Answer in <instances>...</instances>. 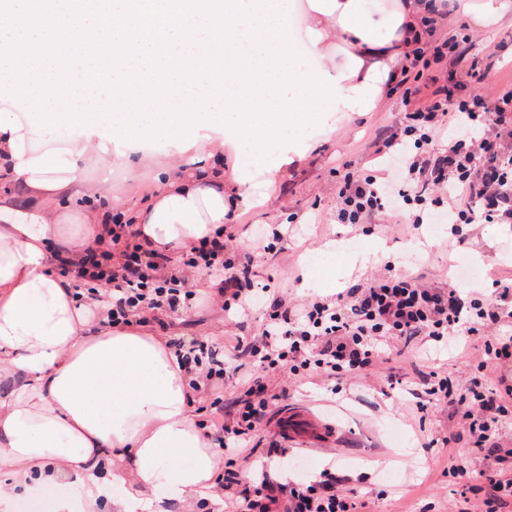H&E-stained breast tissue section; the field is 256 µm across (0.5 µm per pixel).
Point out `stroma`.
Segmentation results:
<instances>
[{"instance_id":"stroma-1","label":"stroma","mask_w":512,"mask_h":512,"mask_svg":"<svg viewBox=\"0 0 512 512\" xmlns=\"http://www.w3.org/2000/svg\"><path fill=\"white\" fill-rule=\"evenodd\" d=\"M465 20L456 10H448L433 27L435 40L442 41L467 30L469 39L462 44L454 61L457 71H465L473 56L496 59L497 70L485 84V91L512 86V21L484 29H465ZM404 108L398 95L375 112L342 119L335 132L314 133L317 146L306 159L289 166L285 177L268 193L262 206L243 208L228 223L233 240L231 254L247 252L255 230L271 236L274 249L255 258L253 274L257 283L266 284L283 294L291 307L301 308L312 299H332L349 285L367 283L385 274L388 267L421 273L427 284L448 283L449 263L470 261L479 265L484 277L481 286L491 289L488 271L512 277V224L484 239L483 225H470L453 251L442 245L448 236L444 224L413 228L406 225L392 231L379 224H338L333 219L338 192V170L350 161L379 174L381 162L376 154L381 131L398 124ZM85 179L97 185L100 196L116 210H134L157 191L152 173L144 168L133 171L108 170L101 164L84 165ZM345 246L332 250L331 242ZM420 250H413L414 241ZM383 252H375L376 244ZM367 253L366 264L351 265L352 255ZM313 289H304L306 279ZM196 298L183 313L167 316V328L150 323L152 335L167 340L205 337L220 342L227 336L246 339L257 336L266 319L259 311L248 318L233 317L224 311V297L214 281L200 273H188ZM413 373L407 358L395 365L380 364L361 378L339 380L335 386L321 378L296 381L289 371L274 374L277 399L273 413L294 407L309 408L318 417L337 425L331 448L320 452L297 447L277 427H270L265 445L253 457L254 468L269 471L277 481L291 477L314 480L330 470L343 476L348 487L357 489L366 501V512H453L463 486L443 473L442 466L421 446L423 435L444 438L452 428L447 406H433L422 417L409 413L416 396L410 389L387 388L391 369Z\"/></svg>"}]
</instances>
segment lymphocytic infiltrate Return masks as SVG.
Listing matches in <instances>:
<instances>
[{"instance_id": "f902f5d3", "label": "lymphocytic infiltrate", "mask_w": 512, "mask_h": 512, "mask_svg": "<svg viewBox=\"0 0 512 512\" xmlns=\"http://www.w3.org/2000/svg\"><path fill=\"white\" fill-rule=\"evenodd\" d=\"M460 43L418 42L404 52L393 90L405 106L400 126L378 149L388 160L385 177L346 164L334 217L340 224H373L393 217L421 226L440 217L460 238L467 224H512V90L474 92L484 83L490 62L473 59L466 74L452 68ZM62 276L71 278L81 300L106 309V323H143L158 311L179 314L196 294L182 276L166 273V256L145 250L132 225H119L109 249L89 248L75 258H58ZM186 269L215 278L228 290L225 308L243 316L269 310L259 338L234 347L239 362L226 367L218 344L196 338L175 345L179 366L189 377L204 417L200 422L224 461L218 483L231 512H361L354 490L327 472L306 483L272 481L268 473L242 480L269 422L275 395L271 374L289 369L304 380L317 375L333 381L366 375L391 341L465 339L481 344L482 358L460 382L448 369L422 361L420 395L426 404H449L457 424L441 443L451 447L447 472L462 480L468 494L457 512H501L512 504V477L503 467L512 448H491L489 433L512 414V385L489 384V363L512 358V336L494 329L512 319V282L494 281L490 296L460 288H433L401 272L354 284L330 301L313 300L303 309L254 283L249 258L229 263L224 239L191 246ZM233 373L246 388L232 405L224 403V377ZM428 439L426 448L436 447ZM493 454L496 468L470 473L468 456Z\"/></svg>"}]
</instances>
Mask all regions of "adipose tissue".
<instances>
[{
    "mask_svg": "<svg viewBox=\"0 0 512 512\" xmlns=\"http://www.w3.org/2000/svg\"><path fill=\"white\" fill-rule=\"evenodd\" d=\"M312 57L338 51L361 59L344 94L385 87L400 48L411 46L422 0H404L388 17L363 0H307ZM26 131L0 113V176L28 200H0V512L22 498H52L54 512H170L190 501L221 505V461L195 418L193 391L164 340L144 326L93 330L90 310L69 280L49 272V254L109 242L113 216L88 209L81 238L61 235L59 200H94L82 156L103 154L112 168L129 156L106 151L97 135L77 151L34 156ZM196 165L155 168L159 190L130 212L139 240L155 253L180 252L215 237L238 209L256 203L253 182L224 165L232 140L198 138Z\"/></svg>",
    "mask_w": 512,
    "mask_h": 512,
    "instance_id": "obj_1",
    "label": "adipose tissue"
}]
</instances>
